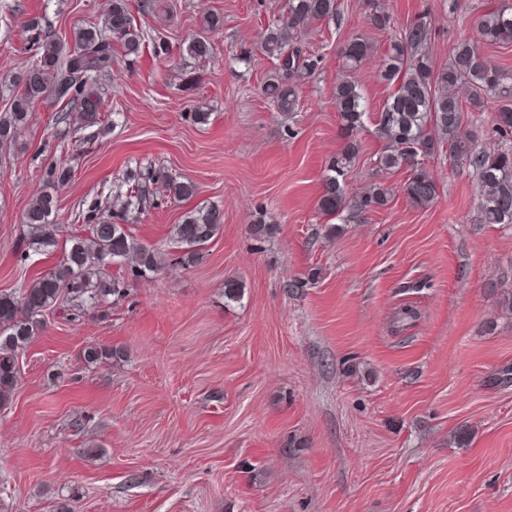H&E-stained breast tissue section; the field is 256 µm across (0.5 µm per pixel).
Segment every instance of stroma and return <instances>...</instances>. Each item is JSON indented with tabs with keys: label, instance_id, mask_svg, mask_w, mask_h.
<instances>
[{
	"label": "stroma",
	"instance_id": "35a3bbf8",
	"mask_svg": "<svg viewBox=\"0 0 512 512\" xmlns=\"http://www.w3.org/2000/svg\"><path fill=\"white\" fill-rule=\"evenodd\" d=\"M368 0H339L340 18L310 25L317 70L299 105L280 112L262 88L277 73L258 36L285 0H129L144 43L115 53L98 80L105 134L39 101L13 147L0 148V291L31 284L58 253H26L23 216L48 194L68 246L83 203L108 200L126 171L166 168L193 181L186 201L131 219L164 257L128 295L76 321L48 313L19 354L0 411V512H512V226L477 223L474 177L431 157L439 194L415 207L407 171L380 170L379 78L390 33L367 23ZM402 30L428 13L429 53L448 61L481 42L473 16L493 0H385ZM109 0H0V113L30 65L24 21L40 17L64 46L100 23ZM213 54L190 56L206 15ZM364 34L352 72L367 113L349 190L388 186L387 206L318 211L322 179L345 147L334 101L339 52ZM71 168L62 184L45 179ZM218 207L220 232L182 267L170 243L185 212ZM269 226L264 239L255 220ZM235 281L239 297L226 299ZM418 318L403 324L401 308ZM98 344L120 356L85 364Z\"/></svg>",
	"mask_w": 512,
	"mask_h": 512
}]
</instances>
